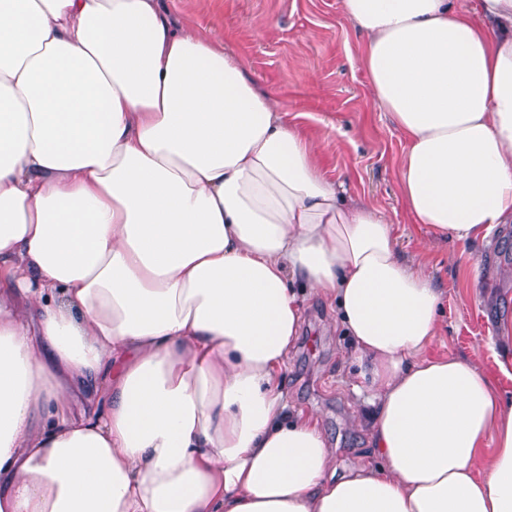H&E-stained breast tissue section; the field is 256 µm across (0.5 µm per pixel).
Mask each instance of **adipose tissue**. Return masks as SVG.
<instances>
[{
    "label": "adipose tissue",
    "mask_w": 512,
    "mask_h": 512,
    "mask_svg": "<svg viewBox=\"0 0 512 512\" xmlns=\"http://www.w3.org/2000/svg\"><path fill=\"white\" fill-rule=\"evenodd\" d=\"M412 223L512 224V0H339ZM161 0H0V512H512V403L444 290ZM333 302L378 464L282 374ZM82 411H74L75 399Z\"/></svg>",
    "instance_id": "1"
}]
</instances>
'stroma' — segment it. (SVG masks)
Here are the masks:
<instances>
[{
    "label": "stroma",
    "mask_w": 512,
    "mask_h": 512,
    "mask_svg": "<svg viewBox=\"0 0 512 512\" xmlns=\"http://www.w3.org/2000/svg\"><path fill=\"white\" fill-rule=\"evenodd\" d=\"M171 15L223 43L258 87L276 96L289 121L321 148L326 176L347 180L354 199L385 213L401 256L425 267L444 290V322L431 352L476 361L512 397V351L498 343V321L512 316V231L504 245L461 258L448 241L410 223L399 169L406 144L368 92L362 38L339 0H163ZM332 303L310 296L302 335L284 370L294 408L319 415L338 470L373 461L357 405L343 384L347 340L335 326Z\"/></svg>",
    "instance_id": "1"
}]
</instances>
